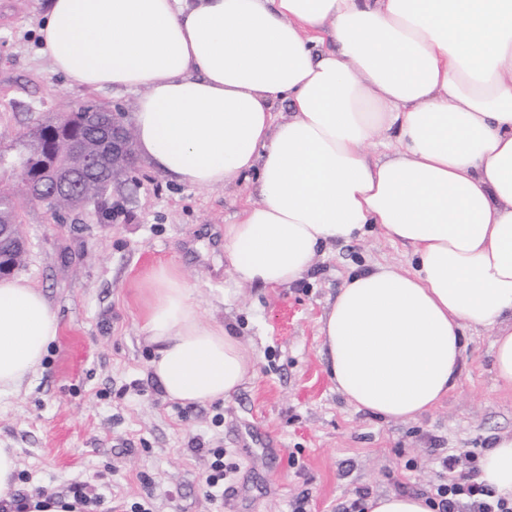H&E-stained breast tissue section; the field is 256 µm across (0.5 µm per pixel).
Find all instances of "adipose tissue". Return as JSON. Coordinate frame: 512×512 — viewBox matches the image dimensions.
Masks as SVG:
<instances>
[{"label":"adipose tissue","instance_id":"1","mask_svg":"<svg viewBox=\"0 0 512 512\" xmlns=\"http://www.w3.org/2000/svg\"><path fill=\"white\" fill-rule=\"evenodd\" d=\"M52 69L140 91L138 155L198 188L255 174L224 227L242 283L300 280L317 253L375 230L412 268L350 275L321 320L336 389L390 421L434 410L465 331L494 330L512 389V0H47ZM153 377L184 404L230 399L252 363L203 322L176 267L152 274ZM60 330L43 291L0 280V394L36 374ZM512 499V434L480 462Z\"/></svg>","mask_w":512,"mask_h":512}]
</instances>
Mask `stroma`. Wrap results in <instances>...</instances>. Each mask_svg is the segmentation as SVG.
Segmentation results:
<instances>
[{
    "instance_id": "stroma-1",
    "label": "stroma",
    "mask_w": 512,
    "mask_h": 512,
    "mask_svg": "<svg viewBox=\"0 0 512 512\" xmlns=\"http://www.w3.org/2000/svg\"><path fill=\"white\" fill-rule=\"evenodd\" d=\"M45 0H0V152L48 115L83 105L135 107L138 93L89 90L54 73L38 28ZM17 199L28 251L20 277L46 295L61 330L36 374L0 395V448L19 458V491L69 498L82 481L98 512H342L355 491L432 495L440 461L458 455L478 470L492 442L512 433V390L499 388L493 336L467 330L461 375L434 410L382 420L337 392L322 351L320 320L345 278L375 264L408 268L406 247L373 233L320 251L308 274L278 288L242 285L228 263L202 258L224 227L257 200L255 176L224 187L178 183L144 160L94 207L56 220L20 197V178L0 171ZM179 269L202 321L228 327L250 353L254 373L227 400L184 405L153 378L144 324L149 274ZM223 448L236 472L225 502L204 496L208 449Z\"/></svg>"
}]
</instances>
